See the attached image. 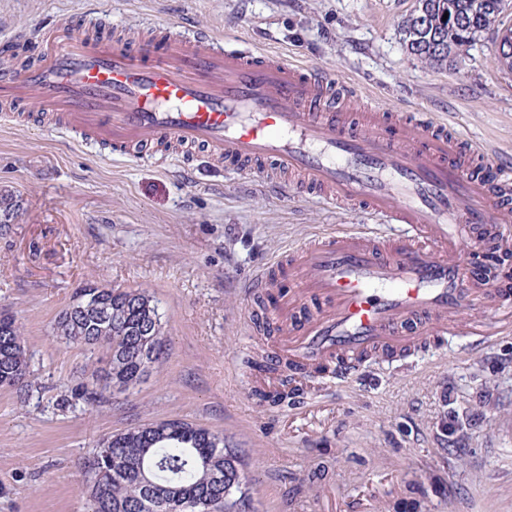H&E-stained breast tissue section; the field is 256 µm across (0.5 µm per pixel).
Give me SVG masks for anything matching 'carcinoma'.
<instances>
[{
	"instance_id": "cac0c4a2",
	"label": "carcinoma",
	"mask_w": 512,
	"mask_h": 512,
	"mask_svg": "<svg viewBox=\"0 0 512 512\" xmlns=\"http://www.w3.org/2000/svg\"><path fill=\"white\" fill-rule=\"evenodd\" d=\"M427 16L402 23L409 54L433 66L448 64L451 49L498 33L506 0H421ZM448 18H443V15ZM20 211L18 197L0 193V225ZM56 335L95 354L82 389L91 402L129 394L166 350V321L147 289L102 288L85 282L55 320ZM30 358L17 315L0 309V388L33 389ZM471 426L479 411L450 407ZM84 512H251L249 483L239 450L213 430L180 418L120 430L83 459Z\"/></svg>"
}]
</instances>
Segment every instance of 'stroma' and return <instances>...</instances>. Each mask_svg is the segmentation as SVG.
I'll return each instance as SVG.
<instances>
[{"label":"stroma","mask_w":512,"mask_h":512,"mask_svg":"<svg viewBox=\"0 0 512 512\" xmlns=\"http://www.w3.org/2000/svg\"><path fill=\"white\" fill-rule=\"evenodd\" d=\"M414 0H0V38L88 14L108 35L154 24L217 26L354 84L353 117L425 112L512 165V76L484 35L443 68L410 55ZM269 163L225 170L206 150L130 160L0 112V190L22 202L0 226V308L17 312L36 385L0 388V512H83L79 462L111 434L182 418L240 449L254 512H512V334L467 357L457 342L387 363L349 384L253 391L273 342L256 332L247 281L313 234L367 223L313 199ZM91 280L146 288L167 323L163 363L138 391L96 406L72 397L90 354L55 336ZM480 403L451 427L448 401ZM466 450L457 461L448 445Z\"/></svg>","instance_id":"stroma-1"}]
</instances>
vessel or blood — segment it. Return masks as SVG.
<instances>
[{
	"label": "vessel or blood",
	"instance_id": "vessel-or-blood-1",
	"mask_svg": "<svg viewBox=\"0 0 512 512\" xmlns=\"http://www.w3.org/2000/svg\"><path fill=\"white\" fill-rule=\"evenodd\" d=\"M76 21L0 42L26 44L21 67L0 70V108L56 114L62 130L141 158L168 143L202 146L230 167L269 161L309 193L354 203L370 227L321 234L254 275L293 278L271 352L305 377L337 383L374 355L401 357L431 336L494 335L456 322L476 307L495 318L503 289L474 279L462 257L473 238L512 252L495 216L512 209V167L475 170L488 149L422 113H343L355 86L256 49L228 50L214 29L158 26L148 41L77 36Z\"/></svg>",
	"mask_w": 512,
	"mask_h": 512
}]
</instances>
